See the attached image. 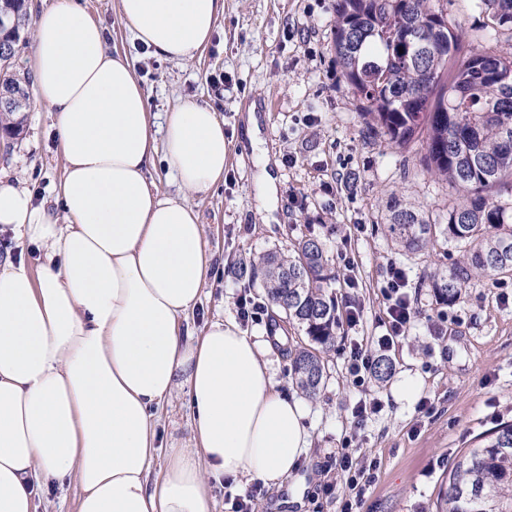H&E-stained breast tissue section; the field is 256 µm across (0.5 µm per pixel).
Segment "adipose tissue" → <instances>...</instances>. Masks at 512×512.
<instances>
[{
  "label": "adipose tissue",
  "mask_w": 512,
  "mask_h": 512,
  "mask_svg": "<svg viewBox=\"0 0 512 512\" xmlns=\"http://www.w3.org/2000/svg\"><path fill=\"white\" fill-rule=\"evenodd\" d=\"M224 0H119L132 40L188 63ZM64 161L60 210L0 179V224L38 266L0 261V512H35L76 483V512H213L224 478L277 486L310 445L304 403L276 388L264 342L233 319L195 336L186 317L213 256L191 202L223 177L224 120L188 100L156 124L127 54L79 0H54L19 47ZM163 160L180 191L148 174ZM193 444L158 480L156 412L176 394Z\"/></svg>",
  "instance_id": "adipose-tissue-1"
}]
</instances>
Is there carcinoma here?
<instances>
[{"instance_id":"1","label":"carcinoma","mask_w":512,"mask_h":512,"mask_svg":"<svg viewBox=\"0 0 512 512\" xmlns=\"http://www.w3.org/2000/svg\"><path fill=\"white\" fill-rule=\"evenodd\" d=\"M447 0H336L332 49L347 92L363 104L361 116L384 148L400 153L425 144L424 170L452 196L448 222L433 223L423 204L394 197L384 227L406 255L443 238L462 259L427 276L436 299L455 303L469 288L512 279V39L499 49L474 46ZM483 29L512 32V0H474ZM15 20L0 32L9 52L0 56V85L31 99L30 83L13 65L15 46L31 21L26 0H0ZM29 105L0 108V130L19 134ZM332 258L316 238L288 252L233 262L244 286L261 281L267 307L285 314L304 337L288 346L289 375L306 395L319 392L326 354L336 345L341 308L332 291ZM445 512H512V421L501 423L448 467Z\"/></svg>"}]
</instances>
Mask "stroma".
Here are the masks:
<instances>
[{
	"label": "stroma",
	"mask_w": 512,
	"mask_h": 512,
	"mask_svg": "<svg viewBox=\"0 0 512 512\" xmlns=\"http://www.w3.org/2000/svg\"><path fill=\"white\" fill-rule=\"evenodd\" d=\"M84 4L105 27L109 47L133 59L156 117L184 101L206 99L224 120L230 143L224 178L192 199L214 255L188 318L195 333L215 318L236 315L243 289L229 271L236 258L285 249L311 236L353 262L352 271L338 260L332 270L338 301L357 304L360 322L351 334H338L323 386L304 401L312 424L307 456L283 487L264 488L257 512H340V499L324 488L338 480L337 460L346 449L357 464H377L359 512H439L450 462L477 437L512 420V280L467 290L455 304L442 305L425 276L434 266L455 262L456 249L440 240L429 253L409 258L385 232V205L396 193L421 202L432 222L446 223L448 189L423 173L422 143L402 154L385 150L369 135L357 99L342 91L331 50L334 0H224L215 35L190 63L162 60L135 45L118 0ZM263 101L269 109L256 113L261 150L255 153L245 135L246 108ZM63 166L44 108L25 113L19 137L0 139V176L19 177L37 197L52 198ZM266 171L277 183L271 210L259 199ZM391 263L407 275L414 318L408 335L388 353L391 374L360 388L348 374V346L355 339L377 350ZM351 274L357 287L347 284ZM246 330L271 338L265 357L276 387L295 394L284 346L297 339V328L278 314ZM407 375L418 380L432 412L396 401L394 390ZM363 397L380 400L381 408L359 424L352 410ZM158 422L162 447L152 466L155 479L171 448L192 443L186 396H173Z\"/></svg>",
	"instance_id": "obj_1"
}]
</instances>
